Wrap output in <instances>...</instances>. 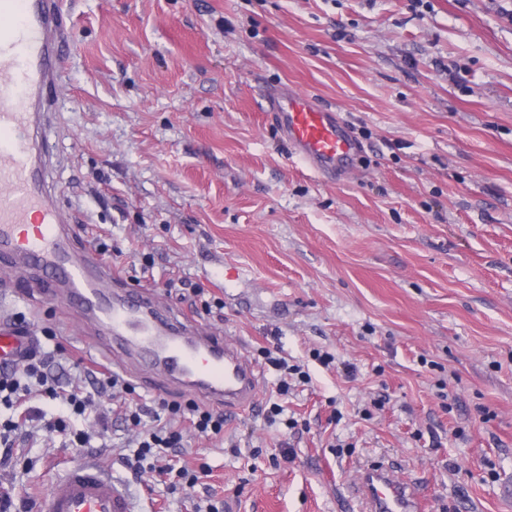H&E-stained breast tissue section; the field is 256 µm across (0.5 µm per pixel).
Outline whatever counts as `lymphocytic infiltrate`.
Returning <instances> with one entry per match:
<instances>
[{"mask_svg":"<svg viewBox=\"0 0 512 512\" xmlns=\"http://www.w3.org/2000/svg\"><path fill=\"white\" fill-rule=\"evenodd\" d=\"M52 356L42 351L40 344H33L21 361L11 367L0 369V407L12 409L28 402L33 394H41L59 400L73 414L82 415L95 406L97 394L106 392L118 397L125 407L124 416L135 428L136 468H148L149 472L177 478L179 484L195 486L204 477L206 470L193 471L178 467L172 462L170 451L183 448L184 428H191L198 437L210 439L224 432L223 415L188 400L161 401L151 422L142 419V408L135 398L134 387L113 374H105L98 383L96 393L73 391L60 393L58 377L51 370Z\"/></svg>","mask_w":512,"mask_h":512,"instance_id":"1","label":"lymphocytic infiltrate"}]
</instances>
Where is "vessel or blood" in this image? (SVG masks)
Masks as SVG:
<instances>
[{
    "label": "vessel or blood",
    "instance_id": "1",
    "mask_svg": "<svg viewBox=\"0 0 512 512\" xmlns=\"http://www.w3.org/2000/svg\"><path fill=\"white\" fill-rule=\"evenodd\" d=\"M68 12L66 0H0V265L49 275L64 299L108 335L103 360L122 367L130 354L177 390L228 412L251 409L260 397V370L239 344L170 313L149 289L125 286L94 248L72 246L71 220L55 202L46 138L47 92L62 76L71 39ZM265 103L291 156L308 170L333 181L352 169L361 148L334 112L284 88L269 91ZM32 341L0 326V363L18 361ZM54 468L43 512H136L127 489L99 460H61ZM360 486L371 512L426 508L389 470L365 471Z\"/></svg>",
    "mask_w": 512,
    "mask_h": 512
}]
</instances>
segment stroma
<instances>
[{
    "instance_id": "stroma-1",
    "label": "stroma",
    "mask_w": 512,
    "mask_h": 512,
    "mask_svg": "<svg viewBox=\"0 0 512 512\" xmlns=\"http://www.w3.org/2000/svg\"><path fill=\"white\" fill-rule=\"evenodd\" d=\"M500 0H70L76 39L52 88L56 198L124 283L301 365L285 415L232 414L177 465L169 493L127 464L118 405L92 416L32 399L88 431L19 436L0 495L42 502L58 456L96 457L139 512H367V466L396 467L426 512H512V20ZM467 73L453 82V69ZM276 86L359 138L351 173L304 168L263 112ZM0 271V325L92 358L102 332ZM222 298L191 307L189 289ZM330 354L323 365L315 353ZM446 398H439V391Z\"/></svg>"
}]
</instances>
